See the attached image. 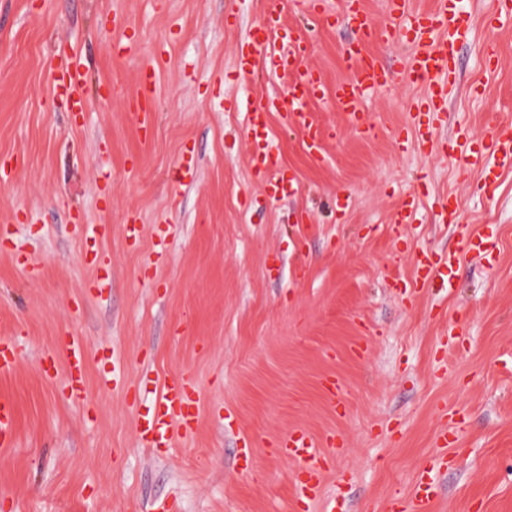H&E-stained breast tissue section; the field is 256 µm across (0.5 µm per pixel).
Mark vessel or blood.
<instances>
[{"label": "vessel or blood", "instance_id": "obj_1", "mask_svg": "<svg viewBox=\"0 0 512 512\" xmlns=\"http://www.w3.org/2000/svg\"><path fill=\"white\" fill-rule=\"evenodd\" d=\"M280 4L281 0H267L262 21L254 27L247 46L241 48L236 58V69L243 77H256L263 70L266 58L273 57L278 61L280 72L289 79L286 94L262 95L250 101L246 107L252 173L261 180L267 195L274 199L295 194L297 185L294 180L283 179L279 159L270 148L272 114H279L284 125L297 128L303 135L308 153L318 160L324 157L322 141L325 133L308 110L312 100L328 98L350 124L367 135H375L376 129L364 113V102L369 93L390 83L392 73L377 55L368 50L367 44L376 38L387 42L394 37L391 30L376 31L366 13L349 11L348 21L355 23L361 33L359 41L350 44L347 49L355 76L329 87L319 74L302 64L313 49L312 43L293 35L290 30L279 28L277 8ZM389 4L392 14L400 21L401 31L412 43L413 50L407 61L408 71L415 80L427 86V94L419 106L420 112L428 115L444 111L455 42L457 37L469 32L460 0H437L436 7L427 13L407 11L406 0H389ZM159 69L160 62L156 59L142 69L141 104L137 119L144 130L153 123L149 102L155 93ZM85 84L86 68L80 55L71 54L59 59L54 66L50 88L53 99H66L75 109L85 110ZM448 151L465 173L475 176L484 185H492L499 172L512 169V126H498L485 139L457 136L449 141ZM452 230L463 239L464 252L435 254L419 251L413 276L404 283L405 292L417 293L436 281L447 287L452 286L464 255L486 258L497 247L493 231L474 234L469 232L467 226L457 223L453 224ZM58 350L65 361V384L70 397L85 398L88 352L83 341L76 336L68 337ZM192 389L191 380L183 375L164 381L160 395L138 417L136 432L141 446L168 448L177 438L194 432L197 410ZM16 417L13 401L1 396V448L14 445ZM332 443V438L318 439L301 429L292 431L281 441L288 456L296 460L310 478L303 487V495L309 501H318L320 497V482L315 478L316 465L325 457L324 447ZM433 496L430 472L422 470L409 505L411 512H426Z\"/></svg>", "mask_w": 512, "mask_h": 512}]
</instances>
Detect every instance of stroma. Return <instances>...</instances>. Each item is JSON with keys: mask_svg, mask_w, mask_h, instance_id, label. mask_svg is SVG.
I'll use <instances>...</instances> for the list:
<instances>
[{"mask_svg": "<svg viewBox=\"0 0 512 512\" xmlns=\"http://www.w3.org/2000/svg\"><path fill=\"white\" fill-rule=\"evenodd\" d=\"M464 6L470 35L455 46L448 109L430 122L438 150L418 146L426 88L405 70L410 44L377 42L395 71L365 102L378 135L311 104L337 131L318 163L300 131L273 121L281 171L298 183L274 200L251 173L237 103L284 80L273 57L255 81L235 69L265 0H0V336L18 353L0 376L18 408L17 445L0 450V512H308L299 465L278 448L294 429L345 440L316 512L336 498L348 512H390L412 497L443 426L456 440L428 512H512V171L488 193L440 148L512 123V23H492L490 0ZM327 7L335 26L313 25L310 0H285L281 23L313 43L307 63L333 84L354 76L344 50L355 32L344 0ZM123 34L136 45L119 56ZM72 51L87 72L80 114L49 100L50 68ZM159 54L146 141L128 102ZM189 160L193 186H175ZM414 191L418 223L390 234ZM445 200L458 223L493 228L500 249L464 260L449 292L401 293L418 250L464 249L439 220ZM89 224L94 260L82 256ZM67 332L90 353L84 402L70 400L64 371L42 369ZM116 365L118 383L106 382ZM181 373L199 398L196 431L161 455L139 447V410ZM329 375L342 383L332 398Z\"/></svg>", "mask_w": 512, "mask_h": 512, "instance_id": "stroma-1", "label": "stroma"}]
</instances>
